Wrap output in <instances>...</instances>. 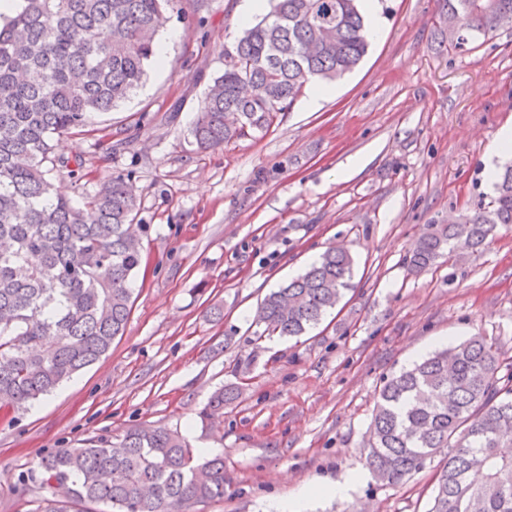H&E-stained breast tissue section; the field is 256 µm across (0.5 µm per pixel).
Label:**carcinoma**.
<instances>
[{"mask_svg": "<svg viewBox=\"0 0 512 512\" xmlns=\"http://www.w3.org/2000/svg\"><path fill=\"white\" fill-rule=\"evenodd\" d=\"M178 0H23L0 20V404L52 393L99 361L123 334L130 283L142 259L139 203L124 178L102 181L77 205L50 175L84 168L52 140L86 132L143 83L155 40ZM448 47L512 22V0H445ZM359 0H271L244 28L198 110L193 135L207 150L264 130L304 87L333 81L365 55ZM512 224V165L486 207L432 224L408 266L426 271L456 251L481 250ZM353 257L330 247L258 308L262 341L304 335L348 290ZM239 389L220 387L200 412L216 424ZM512 361L473 335L384 379L365 452L382 482L398 484L437 455L430 512H512ZM44 494L31 512H190L224 497V455L191 447L177 430L139 426L117 442L59 448L38 464Z\"/></svg>", "mask_w": 512, "mask_h": 512, "instance_id": "cac0c4a2", "label": "carcinoma"}]
</instances>
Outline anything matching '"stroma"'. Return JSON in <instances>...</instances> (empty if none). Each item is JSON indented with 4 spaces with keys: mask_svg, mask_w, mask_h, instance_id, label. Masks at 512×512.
Returning a JSON list of instances; mask_svg holds the SVG:
<instances>
[{
    "mask_svg": "<svg viewBox=\"0 0 512 512\" xmlns=\"http://www.w3.org/2000/svg\"><path fill=\"white\" fill-rule=\"evenodd\" d=\"M206 3L179 0L164 62L94 132L55 143L86 172L52 174L59 193L82 198L102 177L131 184L142 261L107 355L0 413V512H30L42 456L139 425L223 455V499L192 512L296 499L302 512H429L437 462L388 484L364 446L384 377L475 334L512 357V225L482 253L423 272L406 264L430 225L495 194L485 167L512 121V29L454 51L442 0H378V36L320 108L295 99L268 130L202 152L193 122L236 44L242 0ZM331 246L354 258L342 311L304 336L255 342L264 296ZM230 383L240 396L210 433L199 413ZM348 477L345 498L304 495Z\"/></svg>",
    "mask_w": 512,
    "mask_h": 512,
    "instance_id": "stroma-1",
    "label": "stroma"
}]
</instances>
